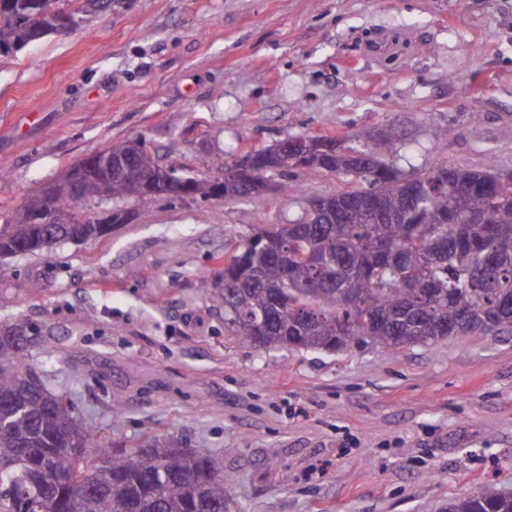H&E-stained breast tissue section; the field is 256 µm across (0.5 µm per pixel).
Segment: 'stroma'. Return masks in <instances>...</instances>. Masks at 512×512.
<instances>
[{"label":"stroma","instance_id":"35a3bbf8","mask_svg":"<svg viewBox=\"0 0 512 512\" xmlns=\"http://www.w3.org/2000/svg\"><path fill=\"white\" fill-rule=\"evenodd\" d=\"M352 132L398 139L406 174L512 173V0H123L0 55V225L115 140L203 177L220 155ZM135 208L103 237L0 260V324L27 326L29 364L98 437L210 449L238 512H443L487 482L512 491V335L247 347L204 291L301 201Z\"/></svg>","mask_w":512,"mask_h":512}]
</instances>
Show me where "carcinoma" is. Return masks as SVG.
I'll return each mask as SVG.
<instances>
[{"label":"carcinoma","mask_w":512,"mask_h":512,"mask_svg":"<svg viewBox=\"0 0 512 512\" xmlns=\"http://www.w3.org/2000/svg\"><path fill=\"white\" fill-rule=\"evenodd\" d=\"M69 0H0V54L50 32L44 15ZM327 136L294 169L350 179L331 195L336 215L270 224L224 260V287L205 297L224 308L240 340L257 349L338 353L354 346L400 350L473 333L512 335V183L490 168L448 166L406 176L395 139L355 132ZM336 146L326 166L325 145ZM53 205L74 212L97 202L91 179L83 203L64 173ZM110 224H1L0 257L43 252L52 242L99 238ZM25 327L0 328V512H233L234 478L207 448L181 450L158 436L146 449L102 442L49 390L27 362ZM448 512H512V493L494 484L448 504Z\"/></svg>","instance_id":"1"}]
</instances>
